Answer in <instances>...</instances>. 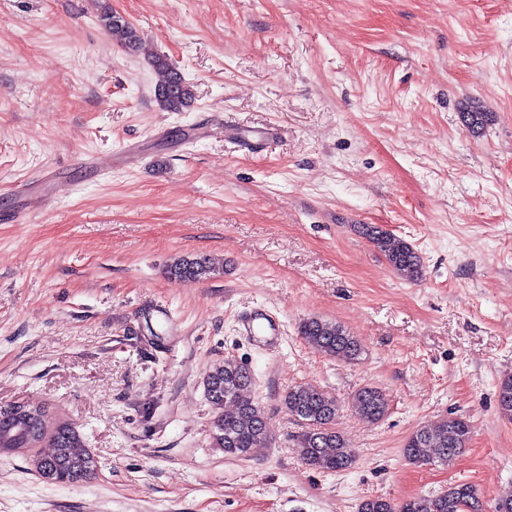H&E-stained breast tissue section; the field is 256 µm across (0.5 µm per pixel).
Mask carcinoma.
Segmentation results:
<instances>
[{
	"mask_svg": "<svg viewBox=\"0 0 512 512\" xmlns=\"http://www.w3.org/2000/svg\"><path fill=\"white\" fill-rule=\"evenodd\" d=\"M99 21L106 31L119 38L122 44L136 49L140 44L138 31L122 16L104 4ZM157 75L155 97L160 107L169 112H181L190 106L193 92L183 75L160 55L152 58ZM464 125L473 133L481 131L489 117L486 112L461 113ZM364 234L386 257L396 272L407 280L422 276L420 256L402 239L372 224L361 225ZM216 273V267L205 255H189L176 259L167 267V275L174 280L202 279ZM299 334L316 351L350 361L360 352L357 340L342 326L308 318L299 325ZM254 375L245 365L234 361L209 372L205 379V395L216 412L212 439L214 447L224 454L242 458L267 439V421L263 409L252 395ZM288 412L305 425L296 439V451L313 468L338 472L353 463V452L334 423L339 406L336 400L320 390L297 385L285 396ZM351 407L366 422H379L387 412L384 393L372 386L355 391ZM498 408L512 419V376L503 378L498 386ZM42 415L37 435L29 439L13 426L7 408H0V448H35L39 473L51 474L56 483H71L94 474V468L78 470L73 462L88 454L84 442L68 424L49 423L45 410L34 408ZM470 423L460 417H446L432 425L422 426L406 440L403 454L415 465L430 463L431 455L446 459L459 453L468 444ZM358 512H482L477 488L471 483H455L435 496H420L396 504L384 498H368L359 505Z\"/></svg>",
	"mask_w": 512,
	"mask_h": 512,
	"instance_id": "obj_1",
	"label": "carcinoma"
}]
</instances>
